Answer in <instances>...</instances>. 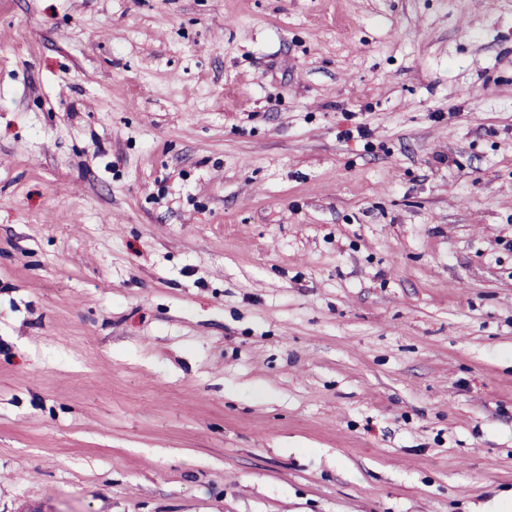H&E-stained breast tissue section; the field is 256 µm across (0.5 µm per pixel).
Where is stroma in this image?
<instances>
[{
  "instance_id": "obj_1",
  "label": "stroma",
  "mask_w": 512,
  "mask_h": 512,
  "mask_svg": "<svg viewBox=\"0 0 512 512\" xmlns=\"http://www.w3.org/2000/svg\"><path fill=\"white\" fill-rule=\"evenodd\" d=\"M511 494L512 0H0V512Z\"/></svg>"
}]
</instances>
